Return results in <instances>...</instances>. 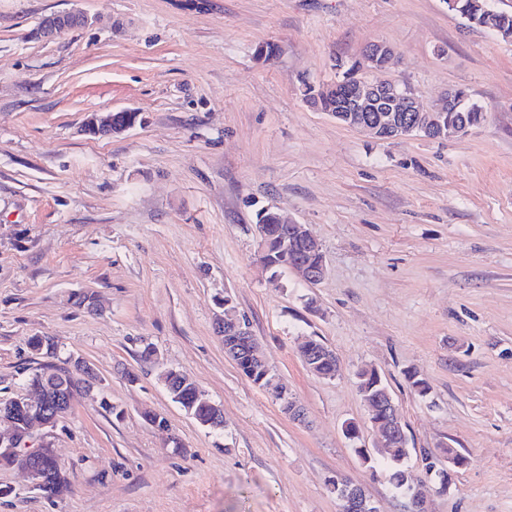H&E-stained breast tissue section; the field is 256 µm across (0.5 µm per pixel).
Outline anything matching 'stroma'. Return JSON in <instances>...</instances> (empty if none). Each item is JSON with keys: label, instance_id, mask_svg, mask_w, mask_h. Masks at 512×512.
<instances>
[{"label": "stroma", "instance_id": "obj_1", "mask_svg": "<svg viewBox=\"0 0 512 512\" xmlns=\"http://www.w3.org/2000/svg\"><path fill=\"white\" fill-rule=\"evenodd\" d=\"M76 8L88 24L32 37ZM374 40L396 51L386 79L424 107L460 87L485 121L380 140L302 99ZM124 109L143 122L86 131L90 113ZM264 208L321 242L318 284L258 263ZM228 296L305 423L225 356ZM34 336L97 380L47 437L68 493L0 467V512H341L327 486L339 474L378 512H407L408 494L356 454L376 440L364 367L400 411L430 512H512V39L444 0H0V401L41 366ZM311 338L335 352L334 377L303 365ZM147 345L157 362L141 361ZM170 368L222 409L223 429L171 400ZM425 449L442 467L463 457L448 492L421 481Z\"/></svg>", "mask_w": 512, "mask_h": 512}]
</instances>
